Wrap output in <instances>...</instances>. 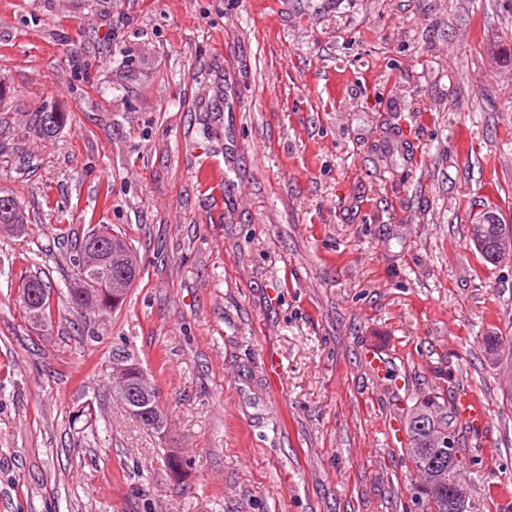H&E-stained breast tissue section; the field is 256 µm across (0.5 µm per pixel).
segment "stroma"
<instances>
[{
    "mask_svg": "<svg viewBox=\"0 0 512 512\" xmlns=\"http://www.w3.org/2000/svg\"><path fill=\"white\" fill-rule=\"evenodd\" d=\"M43 109L66 127L22 136ZM1 112L30 222L0 230V512H411L429 396L474 512H512V356L482 344L512 258L470 234L512 225V0H0ZM98 224L140 278L36 329L22 279L73 280ZM498 220V224H479V226L482 227L483 233L481 238L475 239L473 234V229L475 228L476 224H472V241L476 248L479 250L483 260L487 263L494 264V261H498L499 259V253L495 252L491 259L489 255V250L491 247H494L496 244V241L500 235V232L504 229H507V224H502L499 220L498 216L496 218ZM484 244H486V250L484 249ZM117 393L129 410L136 415L143 410L144 400H149L151 398L154 403L150 407L152 412L150 414H145L144 418L152 427L144 420H142L141 423L148 429L161 431V433L164 432L167 425V415L160 404L159 394L155 385L143 371L138 372L134 381H128L123 388V392L119 393L118 387Z\"/></svg>",
    "mask_w": 512,
    "mask_h": 512,
    "instance_id": "1",
    "label": "stroma"
}]
</instances>
